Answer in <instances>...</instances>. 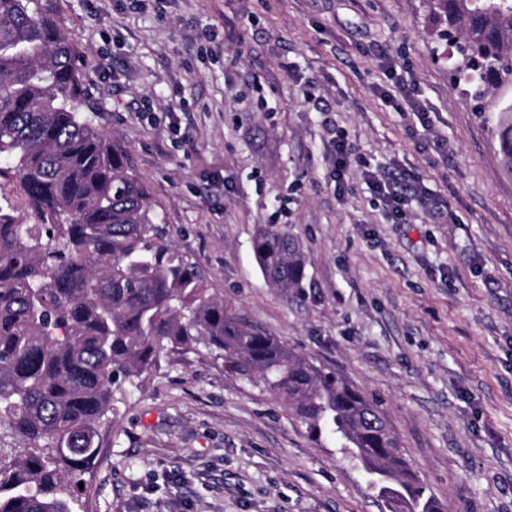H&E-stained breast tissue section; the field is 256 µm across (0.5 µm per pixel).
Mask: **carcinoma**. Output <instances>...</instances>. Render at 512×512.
<instances>
[{"instance_id":"obj_1","label":"carcinoma","mask_w":512,"mask_h":512,"mask_svg":"<svg viewBox=\"0 0 512 512\" xmlns=\"http://www.w3.org/2000/svg\"><path fill=\"white\" fill-rule=\"evenodd\" d=\"M456 38L459 79L512 86V0H430ZM77 54L48 0H0V512H79L114 387H138L170 349L204 345L348 450L387 512H441L378 406L230 315L166 240L125 151L80 112ZM496 151L512 175V111ZM253 252L272 288L299 292L307 257L278 224Z\"/></svg>"}]
</instances>
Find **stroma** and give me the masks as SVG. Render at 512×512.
I'll list each match as a JSON object with an SVG mask.
<instances>
[{
    "label": "stroma",
    "instance_id": "obj_1",
    "mask_svg": "<svg viewBox=\"0 0 512 512\" xmlns=\"http://www.w3.org/2000/svg\"><path fill=\"white\" fill-rule=\"evenodd\" d=\"M50 7L82 53L84 114L126 151L210 294L378 401L442 512H512V176L449 71L429 0ZM389 59L417 101L383 98ZM307 87L353 150L344 186ZM367 170L418 178L405 223ZM260 224L302 243V298L265 282ZM114 398L84 512H384L335 440L216 352H168Z\"/></svg>",
    "mask_w": 512,
    "mask_h": 512
}]
</instances>
